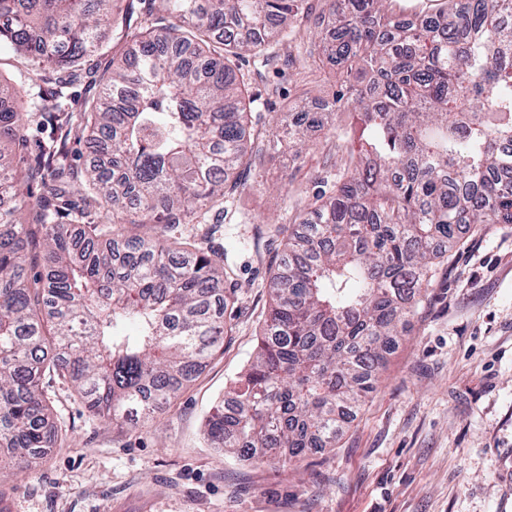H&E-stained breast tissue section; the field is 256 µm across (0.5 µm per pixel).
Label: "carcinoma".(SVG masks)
Segmentation results:
<instances>
[{
    "mask_svg": "<svg viewBox=\"0 0 512 512\" xmlns=\"http://www.w3.org/2000/svg\"><path fill=\"white\" fill-rule=\"evenodd\" d=\"M179 20L132 35L95 106L69 127L104 157L12 164L33 97L0 84V187L46 191L0 209V478L63 438L41 380H67L95 416L153 417L224 343V268L183 224H205L257 166L260 97L231 65L301 40L307 0H157ZM394 0H324L317 32L341 91L322 112L288 108L280 148L303 131L342 142L336 190L298 215L270 270L257 351L216 404L211 445L284 464L334 448L378 387L387 358L448 260L459 228L512 224V0H445L408 19ZM118 0H0V46L36 68L75 67L99 48ZM353 113L336 133V116ZM76 194L103 213L78 241L58 221ZM150 227L159 242L132 234Z\"/></svg>",
    "mask_w": 512,
    "mask_h": 512,
    "instance_id": "cac0c4a2",
    "label": "carcinoma"
}]
</instances>
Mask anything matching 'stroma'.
Returning a JSON list of instances; mask_svg holds the SVG:
<instances>
[{
    "label": "stroma",
    "instance_id": "obj_1",
    "mask_svg": "<svg viewBox=\"0 0 512 512\" xmlns=\"http://www.w3.org/2000/svg\"><path fill=\"white\" fill-rule=\"evenodd\" d=\"M171 19L152 0H121L99 50L70 70L36 69L0 49V80L52 108L58 82L72 107L96 101L132 34ZM285 75L253 57L238 64L261 95L262 168L238 192L204 247L224 259V346L157 418L125 426L92 416L69 383L44 391L64 447L0 479V512H512V224L461 231L433 288L389 356L377 391L336 447L295 466L243 462L204 437L210 409L247 366L271 304L270 265L296 222V204L333 192L336 159L320 131L291 160L277 152L276 113L323 111L339 87L317 44L301 42ZM280 92L265 96L264 86Z\"/></svg>",
    "mask_w": 512,
    "mask_h": 512
}]
</instances>
